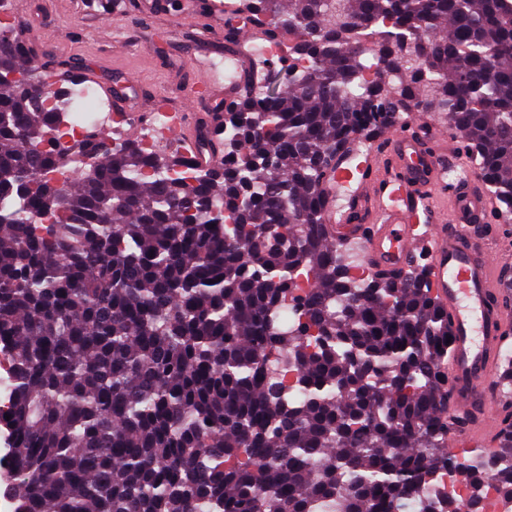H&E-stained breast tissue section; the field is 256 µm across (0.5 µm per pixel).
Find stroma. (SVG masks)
Masks as SVG:
<instances>
[{
    "label": "stroma",
    "instance_id": "1",
    "mask_svg": "<svg viewBox=\"0 0 512 512\" xmlns=\"http://www.w3.org/2000/svg\"><path fill=\"white\" fill-rule=\"evenodd\" d=\"M134 0H9L15 29L31 34L50 30L36 62H90L105 79L131 73L146 89L143 111H157L158 99L180 104L200 73L211 76L215 94L224 81L214 64L224 55V34H206L180 20L182 0H167L168 14L150 23L133 12Z\"/></svg>",
    "mask_w": 512,
    "mask_h": 512
}]
</instances>
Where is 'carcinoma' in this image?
<instances>
[{
  "mask_svg": "<svg viewBox=\"0 0 512 512\" xmlns=\"http://www.w3.org/2000/svg\"><path fill=\"white\" fill-rule=\"evenodd\" d=\"M329 3L240 0L293 64L213 114L210 166L92 129L46 143L74 75L44 108L25 36L0 53L17 512H459L457 487L512 492V421L483 469L448 452L451 331L426 269L349 274L322 191L352 144L437 112L512 211V0Z\"/></svg>",
  "mask_w": 512,
  "mask_h": 512,
  "instance_id": "1",
  "label": "carcinoma"
}]
</instances>
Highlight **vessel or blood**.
I'll return each instance as SVG.
<instances>
[{
  "mask_svg": "<svg viewBox=\"0 0 512 512\" xmlns=\"http://www.w3.org/2000/svg\"><path fill=\"white\" fill-rule=\"evenodd\" d=\"M237 22L238 33L224 56L239 71L237 81L224 86V102L236 103L252 91L257 73L288 62L277 53L256 62L251 46L254 28L225 11L223 0H211L208 24L217 29ZM82 80L101 83L96 67L81 70ZM116 112H131L143 93L134 74L101 83ZM405 130L395 131L359 164L338 157L329 168L323 190L334 197L339 185L357 181L346 211L328 206L326 229L333 239L361 237L367 262L375 272H398L410 263L420 244L430 253L432 294L448 311L452 353L448 361L451 405L476 415V436L495 434L499 423L490 414L486 384L496 372L499 351L512 337V310L504 303L500 263L468 232L487 221L490 198L479 189L478 174L449 182L448 173L461 164L457 144L448 132L418 113L408 114Z\"/></svg>",
  "mask_w": 512,
  "mask_h": 512,
  "instance_id": "1",
  "label": "vessel or blood"
}]
</instances>
